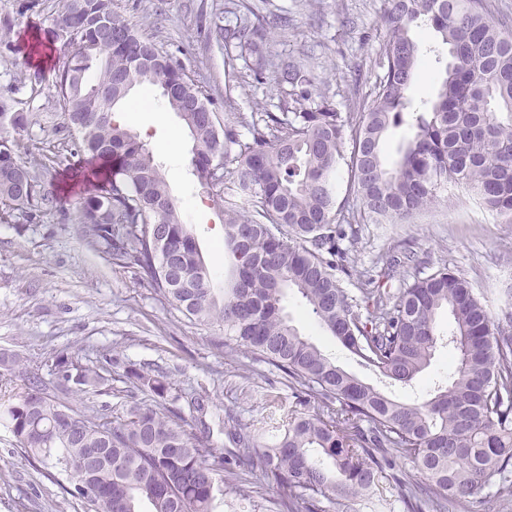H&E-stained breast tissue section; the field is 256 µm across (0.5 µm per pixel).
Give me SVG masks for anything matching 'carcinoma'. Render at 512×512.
<instances>
[{
    "label": "carcinoma",
    "mask_w": 512,
    "mask_h": 512,
    "mask_svg": "<svg viewBox=\"0 0 512 512\" xmlns=\"http://www.w3.org/2000/svg\"><path fill=\"white\" fill-rule=\"evenodd\" d=\"M387 34L380 70L361 111L342 113L334 97L314 92L315 77L283 64L280 112H235L223 121L182 64L161 51L118 11L116 0H63L37 44L68 50L47 86L77 132L43 155L62 153L106 169L80 200L83 236L112 260L137 270L140 284L199 326L218 324L217 343L232 355L279 371L301 412L278 396L265 424L281 432L272 446L260 428L229 413L218 431L264 473L270 495L242 488V476L211 443L209 402L188 399L199 426L187 428L166 373L126 367L122 415L79 410L72 398L112 390V371L72 355L31 367L19 351L0 353V369L23 378L0 423L48 480L94 512H223L224 488L252 512H327L362 496L383 500L388 480L404 512H453L477 490L489 502L512 501V307L495 313L460 274L442 265L395 291L357 272L343 241L357 224L407 222L444 200L449 184L475 192L487 210L512 223V38L485 0H384ZM276 21L248 20L224 34L250 62L256 80L272 65L266 51ZM428 28L448 47L444 72L428 97L410 91L423 52L411 36ZM143 85L159 92L193 141L190 165L224 211V253L231 269L222 293L212 286L198 242L183 224L154 154L116 123L114 109ZM25 129L27 118L0 102V123ZM409 131L387 159L389 132ZM17 141L0 139V214L47 210L40 179L17 159ZM345 162L359 218L336 205V166ZM234 193L224 194L226 179ZM357 277L359 294L341 287ZM293 294L319 325L379 379L411 385L446 336L448 380L419 404L401 402L336 365L284 315ZM89 448L101 459L90 464ZM411 463L418 484L385 471Z\"/></svg>",
    "instance_id": "1"
}]
</instances>
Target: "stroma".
I'll list each match as a JSON object with an SVG mask.
<instances>
[{
	"mask_svg": "<svg viewBox=\"0 0 512 512\" xmlns=\"http://www.w3.org/2000/svg\"><path fill=\"white\" fill-rule=\"evenodd\" d=\"M0 0V101L28 116L16 133L0 126V138L19 141L17 156L35 168L49 144L67 138L62 109L55 98L33 94L51 79L67 52L60 46L34 51L33 37L47 27L59 0ZM383 0H121L126 19L158 47L177 59L194 83L213 100L219 118L232 112H275L281 101L277 64L305 66L318 91L334 96L340 111L353 112L374 88L375 58L386 34ZM252 14L287 17L274 31L268 50L275 62L255 82L243 59L227 60L217 26ZM232 102H225V95ZM122 124L147 145L160 162L168 189L180 204L181 219L195 235L214 287L224 285V222L219 207L204 192L190 166L192 140L180 118L163 101L140 112L123 111ZM52 195L51 212L0 222V349L20 350L31 362L64 352L111 362L113 374L125 366L158 367L175 390L206 393L218 410L243 419L265 416L268 394L291 403L278 371L253 363L249 353L225 355L214 336L219 328L195 325L144 288L135 269L113 264L81 235L74 220L79 199L90 186L71 179L68 165L44 175ZM414 253V262L397 267L391 289L411 283L423 262H443L462 274L491 305H503L512 287V224L484 209L465 187L452 184L448 199L402 224H363L353 253L357 268L371 271L390 255ZM285 311L299 332L315 342L337 365L361 368L329 336L296 297ZM448 373V353L438 350L414 386L380 382L379 387L406 403L426 397L430 380ZM0 512H89L37 471L12 434L0 426Z\"/></svg>",
	"mask_w": 512,
	"mask_h": 512,
	"instance_id": "35a3bbf8",
	"label": "stroma"
}]
</instances>
